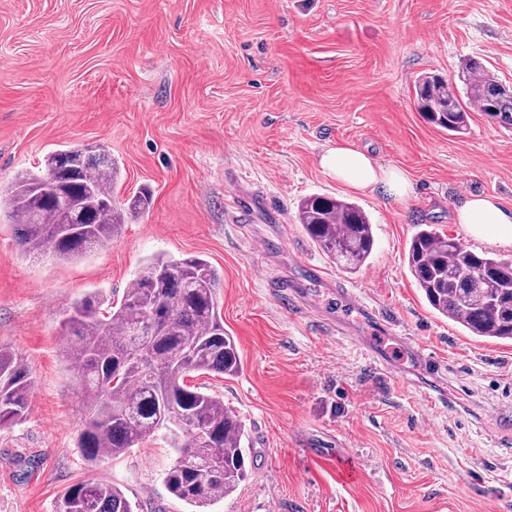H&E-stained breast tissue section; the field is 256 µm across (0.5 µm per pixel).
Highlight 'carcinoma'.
<instances>
[{
	"label": "carcinoma",
	"instance_id": "carcinoma-1",
	"mask_svg": "<svg viewBox=\"0 0 512 512\" xmlns=\"http://www.w3.org/2000/svg\"><path fill=\"white\" fill-rule=\"evenodd\" d=\"M466 91L436 75L415 87L417 110L450 135L468 129L472 109L512 128V90L477 61L465 65ZM84 159L70 170L62 157ZM119 168L97 145L50 153L38 171L18 172L0 214L18 225L24 255L80 260L106 246L126 219L146 212V190L116 200ZM298 220L337 267L359 271L376 244L373 225L356 203L309 195ZM408 270L429 307L486 340L512 341V261L472 251L430 224L405 252ZM220 277L204 258L156 256L142 265L121 300L105 305L91 292L67 306L61 333L74 337L66 358L82 395L84 426L78 444L91 464L125 455L160 437L176 453L165 475L178 500L207 512L249 477L243 419L224 400L190 386L191 373L234 376L240 356L224 331L217 299ZM34 378L23 358L0 346V427L27 417ZM55 512H134L116 485L82 479L57 498Z\"/></svg>",
	"mask_w": 512,
	"mask_h": 512
}]
</instances>
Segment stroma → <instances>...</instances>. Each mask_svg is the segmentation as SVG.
Returning <instances> with one entry per match:
<instances>
[{
	"label": "stroma",
	"mask_w": 512,
	"mask_h": 512,
	"mask_svg": "<svg viewBox=\"0 0 512 512\" xmlns=\"http://www.w3.org/2000/svg\"><path fill=\"white\" fill-rule=\"evenodd\" d=\"M471 59L512 83V0H0V192L49 151L98 144L120 166L119 198L153 194L78 261L26 257L0 222V345L35 379L27 418L0 428V512H54L87 478L137 512H191L165 486L175 453L162 439L86 461L63 356V309L91 291L120 300L155 254L211 262L240 354L237 375L190 379L240 415L251 448L249 479L210 512H512V341L432 312L405 260L422 224L512 259L448 220L472 191L512 208V129L474 111L451 136L414 104L420 77L463 84ZM342 142L404 170L415 196L323 174L321 154ZM238 188L262 191L281 222L227 223ZM311 194L368 215L376 245L360 271L302 229ZM282 234L286 251L258 256ZM299 258L325 281L293 314L270 280Z\"/></svg>",
	"instance_id": "1"
}]
</instances>
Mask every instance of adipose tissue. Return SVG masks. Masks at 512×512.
<instances>
[{"label":"adipose tissue","mask_w":512,"mask_h":512,"mask_svg":"<svg viewBox=\"0 0 512 512\" xmlns=\"http://www.w3.org/2000/svg\"><path fill=\"white\" fill-rule=\"evenodd\" d=\"M319 165L326 175L356 192L381 191L396 199L411 198L414 186L398 168L383 166L366 150L354 144L328 148ZM450 220L462 224L491 243L512 247V209L500 199L481 192L469 193L462 203L454 205Z\"/></svg>","instance_id":"adipose-tissue-1"}]
</instances>
